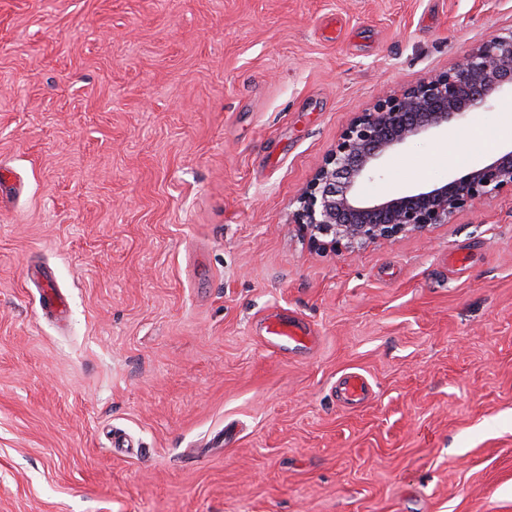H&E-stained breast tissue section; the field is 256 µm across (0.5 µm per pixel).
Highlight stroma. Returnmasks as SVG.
Returning <instances> with one entry per match:
<instances>
[{
    "mask_svg": "<svg viewBox=\"0 0 512 512\" xmlns=\"http://www.w3.org/2000/svg\"><path fill=\"white\" fill-rule=\"evenodd\" d=\"M492 33L512 0H0V512H512V193L351 251L295 222L357 113ZM40 304L43 310L63 317L67 312V302L53 285L51 280H46L42 289ZM266 320V341L273 347L289 348L293 345L294 348H310L314 343L311 329L301 322L277 313L269 315ZM340 400L346 406H360L368 399L369 388L367 381L357 373L344 376L339 384Z\"/></svg>",
    "mask_w": 512,
    "mask_h": 512,
    "instance_id": "1",
    "label": "stroma"
}]
</instances>
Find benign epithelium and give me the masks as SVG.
Returning a JSON list of instances; mask_svg holds the SVG:
<instances>
[{
	"mask_svg": "<svg viewBox=\"0 0 512 512\" xmlns=\"http://www.w3.org/2000/svg\"><path fill=\"white\" fill-rule=\"evenodd\" d=\"M506 87L512 88V34H492L449 71L358 113L300 198L295 223L306 230L311 246L341 250L391 241L447 224L492 194L512 191L511 149L442 185L376 198L361 192L369 173L399 147L460 122Z\"/></svg>",
	"mask_w": 512,
	"mask_h": 512,
	"instance_id": "benign-epithelium-1",
	"label": "benign epithelium"
}]
</instances>
